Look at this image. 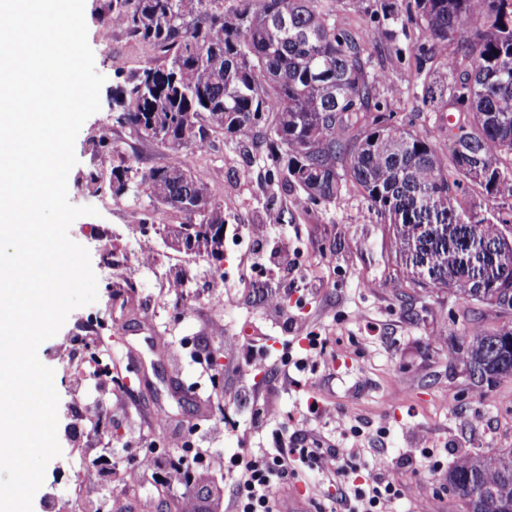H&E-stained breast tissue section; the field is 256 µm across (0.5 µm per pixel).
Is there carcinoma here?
<instances>
[{
  "label": "carcinoma",
  "instance_id": "1",
  "mask_svg": "<svg viewBox=\"0 0 512 512\" xmlns=\"http://www.w3.org/2000/svg\"><path fill=\"white\" fill-rule=\"evenodd\" d=\"M202 11L203 0H112L104 28H121L163 54L148 60L117 100L115 120L155 141L170 163L132 181L112 168V188L144 192L149 204L191 217L168 231L188 253L224 257V207L195 178L187 160L222 132L249 145L267 113L276 115L268 152L276 175L311 203L354 189L389 218L395 254L425 265L426 284L452 288L466 303L512 299V259L477 283L459 263L470 248L512 255L502 224L512 223V0H413L425 39L416 46V79L432 112H446L449 152L427 135L392 123L387 97L405 88L385 67L370 68L368 46L384 37L396 59L399 0L354 32L336 21L328 0H238ZM453 50H448V47ZM442 69L441 84L428 83ZM110 159L104 135L91 141ZM498 205L497 221L466 207V184ZM476 387L512 378V326L475 330L455 351ZM448 487L465 512H512V450L459 454Z\"/></svg>",
  "mask_w": 512,
  "mask_h": 512
}]
</instances>
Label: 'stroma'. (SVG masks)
<instances>
[{"label": "stroma", "instance_id": "stroma-1", "mask_svg": "<svg viewBox=\"0 0 512 512\" xmlns=\"http://www.w3.org/2000/svg\"><path fill=\"white\" fill-rule=\"evenodd\" d=\"M109 9L110 0H85L88 43L105 83L99 111L77 136V162L68 175L70 203L97 210L76 219L68 234L89 251L98 299L73 310L38 350L54 371L61 454L45 469L33 512H44L49 500L55 512H108L107 501L98 499L89 508L73 495L77 487L98 493L106 470L121 474L147 512H167L180 501L189 512H231V476L192 465L189 488L165 494L140 477L139 440L156 441L176 456L195 425L206 429L210 446L228 460L242 447L271 451L277 440L300 435L324 448L359 449V457L346 458L345 474L335 477L296 463L293 480L304 487L314 512H329L376 459L412 486L403 512H462L448 489V470L465 449H512V378L475 387L454 351L472 330L512 324V313L462 303L447 288L402 287L406 270L390 248L389 223L358 192L348 189L336 200L311 204L296 189L270 180V115L248 147L215 133L195 156L193 175L212 187L227 218L223 259L172 249L155 228L188 223V216L150 206L142 193L114 194L109 171L100 169L89 146L92 137L106 134L119 147L116 165L141 173L167 161L159 145L115 121L113 91L158 53L120 29L103 38ZM389 107L396 122L448 148L446 117L417 98L393 99ZM93 177L100 185L95 193L86 187ZM271 207L283 224L282 231L267 235L272 260L298 264L311 287L290 292L282 281L263 289L247 286V279L262 277L250 267L248 227L261 223ZM111 247L135 253L147 247L155 260L132 262L111 276L102 267ZM222 266L230 274L224 282L214 277ZM184 268L189 275L179 297L167 284ZM116 277L136 282L134 312L122 310V298L112 290ZM84 321L98 326L88 340L76 334ZM257 336L266 338L276 362L302 357L313 341L319 348L313 363L290 368L288 376H256L258 396L273 410L256 427L242 400L244 377L233 366ZM68 342L86 360L83 377L63 366ZM200 343L214 356L212 373L202 372L191 357ZM104 363L112 368L105 379L97 375Z\"/></svg>", "mask_w": 512, "mask_h": 512}]
</instances>
